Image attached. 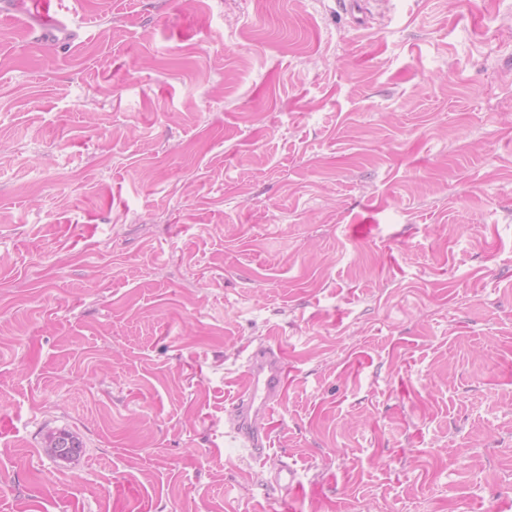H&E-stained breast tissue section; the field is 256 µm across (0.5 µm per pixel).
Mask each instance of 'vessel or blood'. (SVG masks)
Instances as JSON below:
<instances>
[{"label":"vessel or blood","mask_w":512,"mask_h":512,"mask_svg":"<svg viewBox=\"0 0 512 512\" xmlns=\"http://www.w3.org/2000/svg\"><path fill=\"white\" fill-rule=\"evenodd\" d=\"M287 375L280 349L262 341L251 348L247 380L230 405V430L250 457L265 454L269 430L264 420L282 404Z\"/></svg>","instance_id":"obj_1"}]
</instances>
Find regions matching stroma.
I'll use <instances>...</instances> for the list:
<instances>
[{"label":"stroma","instance_id":"obj_1","mask_svg":"<svg viewBox=\"0 0 512 512\" xmlns=\"http://www.w3.org/2000/svg\"><path fill=\"white\" fill-rule=\"evenodd\" d=\"M12 2L0 512H512V0ZM288 372L279 348L257 342L248 355L247 380L230 405V431L248 456L262 457L269 440L264 420L282 404ZM48 447L55 456L63 459L78 455L82 451L80 442L66 432L53 437ZM62 451L63 453H58Z\"/></svg>","mask_w":512,"mask_h":512}]
</instances>
